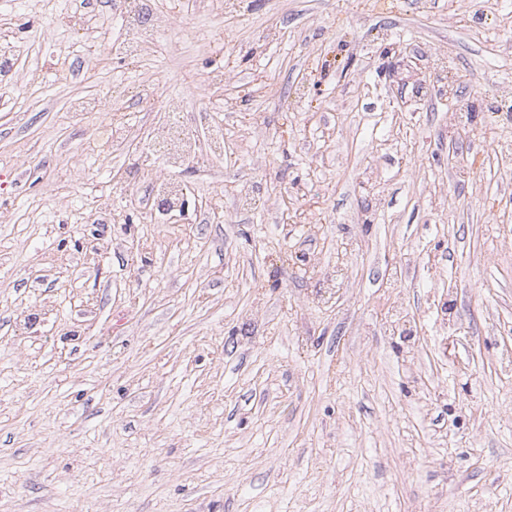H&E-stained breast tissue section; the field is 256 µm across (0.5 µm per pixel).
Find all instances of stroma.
Wrapping results in <instances>:
<instances>
[{
	"mask_svg": "<svg viewBox=\"0 0 512 512\" xmlns=\"http://www.w3.org/2000/svg\"><path fill=\"white\" fill-rule=\"evenodd\" d=\"M79 6L0 0V512H512V0H160L134 57L100 0L66 59ZM156 140L165 145L168 163L172 167L181 165L195 151V134L172 122L159 128ZM153 196L156 200H163L165 203L164 209H159L160 215H167L173 212H182L183 206L186 202L185 190L176 182L165 177H157L153 182Z\"/></svg>",
	"mask_w": 512,
	"mask_h": 512,
	"instance_id": "stroma-1",
	"label": "stroma"
}]
</instances>
